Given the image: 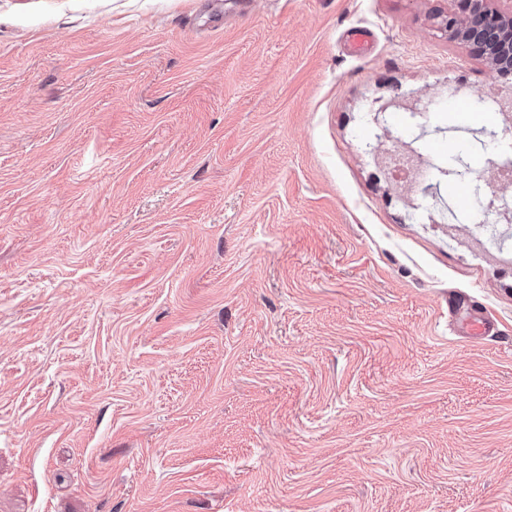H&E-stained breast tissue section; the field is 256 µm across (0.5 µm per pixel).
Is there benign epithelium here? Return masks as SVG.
<instances>
[{
	"mask_svg": "<svg viewBox=\"0 0 512 512\" xmlns=\"http://www.w3.org/2000/svg\"><path fill=\"white\" fill-rule=\"evenodd\" d=\"M460 9L442 20L449 38L475 48L488 67L501 73L512 69V11L489 6V0H459ZM483 223L512 224V206L495 193L483 202Z\"/></svg>",
	"mask_w": 512,
	"mask_h": 512,
	"instance_id": "7a95c632",
	"label": "benign epithelium"
}]
</instances>
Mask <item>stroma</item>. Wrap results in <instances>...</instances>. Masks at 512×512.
I'll return each instance as SVG.
<instances>
[{
  "instance_id": "35a3bbf8",
  "label": "stroma",
  "mask_w": 512,
  "mask_h": 512,
  "mask_svg": "<svg viewBox=\"0 0 512 512\" xmlns=\"http://www.w3.org/2000/svg\"><path fill=\"white\" fill-rule=\"evenodd\" d=\"M456 7L0 0V512H512V224L440 220L512 135L448 109L505 94ZM406 144L457 170L416 210Z\"/></svg>"
}]
</instances>
